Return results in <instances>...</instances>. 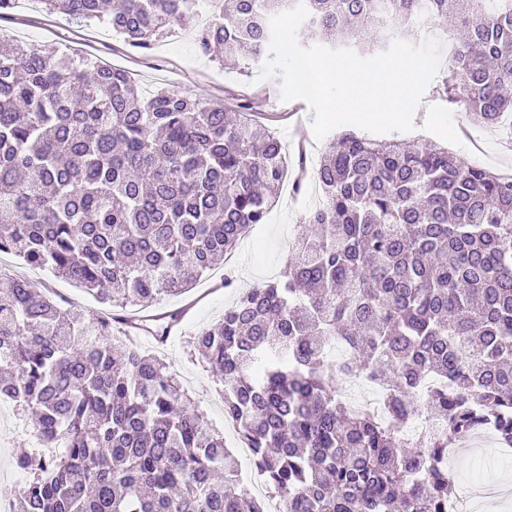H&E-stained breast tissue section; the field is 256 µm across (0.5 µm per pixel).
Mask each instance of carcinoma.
<instances>
[{
	"label": "carcinoma",
	"instance_id": "1",
	"mask_svg": "<svg viewBox=\"0 0 512 512\" xmlns=\"http://www.w3.org/2000/svg\"><path fill=\"white\" fill-rule=\"evenodd\" d=\"M75 26L107 20L135 51L199 0H41ZM298 0H224L196 34L216 62L269 52V18ZM310 35L374 48L442 28L457 64L437 92L472 123L512 119V0H304ZM250 105L160 89L58 47L0 40V254L146 310L184 293L262 224L287 168ZM322 202L292 261L242 288L193 336L224 415L283 512H448V443L485 422L512 444V177L434 144L345 133L313 165ZM185 311L154 318L164 343ZM145 316L96 320L0 276V400L37 416L42 451L12 512H267L156 355L125 337ZM349 361L337 365L331 346ZM380 382L385 417L352 411L336 378ZM429 376L449 380L416 403ZM447 424L412 442L416 417Z\"/></svg>",
	"mask_w": 512,
	"mask_h": 512
}]
</instances>
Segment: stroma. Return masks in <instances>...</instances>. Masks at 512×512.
<instances>
[{
    "label": "stroma",
    "mask_w": 512,
    "mask_h": 512,
    "mask_svg": "<svg viewBox=\"0 0 512 512\" xmlns=\"http://www.w3.org/2000/svg\"><path fill=\"white\" fill-rule=\"evenodd\" d=\"M17 12L29 17V24L0 19V37L35 46L56 44L71 53L89 54L130 71L142 89L168 88L192 98L223 104L229 112L238 111L240 104L252 102L255 113L264 116L263 129L281 143L288 181L265 222L253 225L231 256L185 293L165 298L154 306L157 314L179 307L186 310L180 326L165 344H157L143 331L131 335L134 345L155 353L168 365L207 420L223 431L226 443L237 450L241 474L249 476L252 483L263 484L264 479L249 456L237 449L238 441L224 418V403L215 391L214 377L194 355L193 335L200 327L220 318L239 289L276 279L283 271L290 257L289 243L302 214L321 196L318 185L308 182L304 185V199H297L291 185L297 174L298 155L303 153L316 159L325 147L324 141L316 140L312 134L313 113L309 107H297L295 101H282L277 81H258L259 65L227 69L200 53L196 32L211 19L210 7L205 2L190 23L176 27L172 35L145 53L126 48L107 24L94 21L79 29L68 27L59 17L46 15L40 0H22ZM414 124V130L406 132V140L445 147L469 164L512 175V133L471 124L464 112L448 104L433 89L425 90ZM0 272L26 278L38 291L91 314L105 316L110 312L108 306L70 282L51 272L26 267L18 259L1 258ZM228 272L233 275L229 282L224 279ZM39 450L29 415L16 413L10 403L0 401V487L12 491L23 486L28 475L16 468L15 459L22 452L35 454ZM451 471L459 485L476 481L494 487L512 480V470H507L496 441L477 451L468 446L458 448Z\"/></svg>",
    "instance_id": "obj_1"
}]
</instances>
